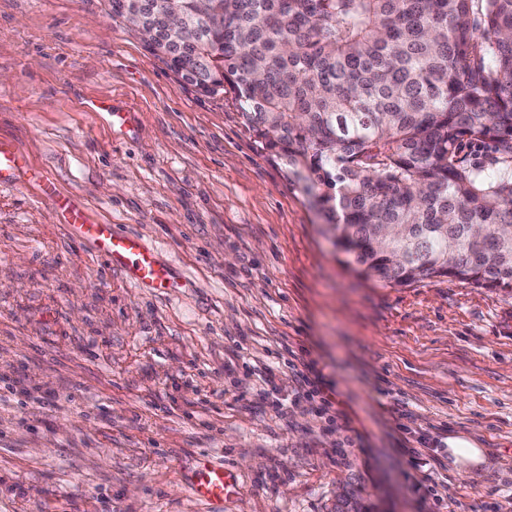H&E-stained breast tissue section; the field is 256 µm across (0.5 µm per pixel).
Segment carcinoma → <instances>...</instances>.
Instances as JSON below:
<instances>
[{
	"mask_svg": "<svg viewBox=\"0 0 512 512\" xmlns=\"http://www.w3.org/2000/svg\"><path fill=\"white\" fill-rule=\"evenodd\" d=\"M112 0V20L205 96L231 93L313 197L336 251L385 286L512 291V0ZM176 11L184 37L168 28ZM491 142L490 168L466 142ZM370 506L338 495L336 512Z\"/></svg>",
	"mask_w": 512,
	"mask_h": 512,
	"instance_id": "1",
	"label": "carcinoma"
}]
</instances>
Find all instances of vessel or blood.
I'll use <instances>...</instances> for the list:
<instances>
[{"label": "vessel or blood", "mask_w": 512, "mask_h": 512, "mask_svg": "<svg viewBox=\"0 0 512 512\" xmlns=\"http://www.w3.org/2000/svg\"><path fill=\"white\" fill-rule=\"evenodd\" d=\"M27 183L37 185L41 199L60 213L64 226L72 234L93 244L107 265L124 271L136 287L153 290L169 287V270L156 260L139 235L119 234L111 225L89 222L49 176L29 165L11 142L0 140V185L15 187ZM190 488L204 501H221L235 491L231 475L205 461L200 462Z\"/></svg>", "instance_id": "vessel-or-blood-1"}]
</instances>
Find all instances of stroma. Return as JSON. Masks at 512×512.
I'll return each instance as SVG.
<instances>
[{"label":"stroma","mask_w":512,"mask_h":512,"mask_svg":"<svg viewBox=\"0 0 512 512\" xmlns=\"http://www.w3.org/2000/svg\"><path fill=\"white\" fill-rule=\"evenodd\" d=\"M0 140L173 279L134 287L35 186H0V512H331L349 483L379 512H512L511 294L357 277L232 99L102 0H0ZM302 360L337 403L278 416ZM459 435L486 462L445 470L440 507L406 451ZM203 457L233 497L190 496Z\"/></svg>","instance_id":"1"}]
</instances>
